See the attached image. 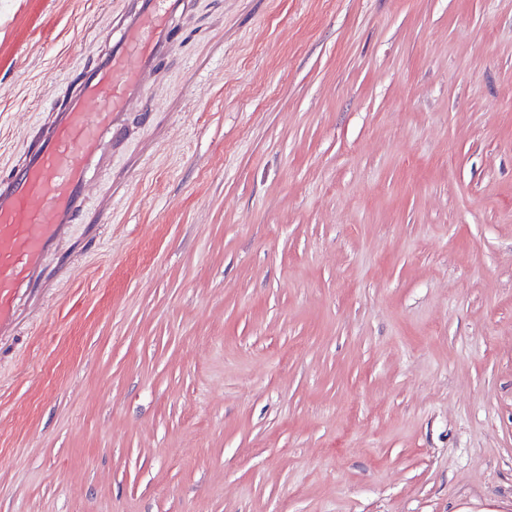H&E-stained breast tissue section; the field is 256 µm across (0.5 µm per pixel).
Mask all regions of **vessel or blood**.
<instances>
[{
	"label": "vessel or blood",
	"instance_id": "obj_1",
	"mask_svg": "<svg viewBox=\"0 0 512 512\" xmlns=\"http://www.w3.org/2000/svg\"><path fill=\"white\" fill-rule=\"evenodd\" d=\"M184 8V0H128L112 16L107 47L69 72L61 101L34 113L37 142L13 157L0 179V347L12 344L27 320L42 318L36 302L54 289L45 264L87 208L96 203L111 214L112 198L95 172L129 135L132 115L147 111V90L175 50Z\"/></svg>",
	"mask_w": 512,
	"mask_h": 512
}]
</instances>
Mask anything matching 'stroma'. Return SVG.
<instances>
[{
	"label": "stroma",
	"mask_w": 512,
	"mask_h": 512,
	"mask_svg": "<svg viewBox=\"0 0 512 512\" xmlns=\"http://www.w3.org/2000/svg\"><path fill=\"white\" fill-rule=\"evenodd\" d=\"M122 7L0 0V166ZM178 26L0 356V512H512V0Z\"/></svg>",
	"instance_id": "1"
}]
</instances>
